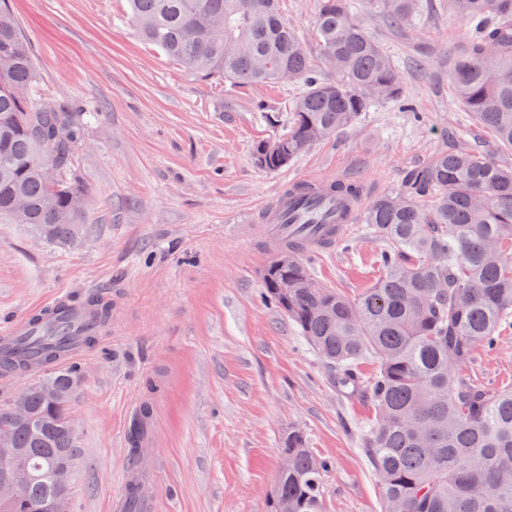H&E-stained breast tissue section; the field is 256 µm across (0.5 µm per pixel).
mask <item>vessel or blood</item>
Segmentation results:
<instances>
[{
    "instance_id": "obj_1",
    "label": "vessel or blood",
    "mask_w": 512,
    "mask_h": 512,
    "mask_svg": "<svg viewBox=\"0 0 512 512\" xmlns=\"http://www.w3.org/2000/svg\"><path fill=\"white\" fill-rule=\"evenodd\" d=\"M263 214V236L272 247L286 234L307 239L313 248L324 249L330 245L325 235L326 225H335L340 234L347 227V216L341 203L329 196L302 198L284 191L275 203L264 208ZM40 331V326L31 323L30 319H19L0 332V350L11 351L39 335Z\"/></svg>"
}]
</instances>
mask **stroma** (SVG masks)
<instances>
[{
    "mask_svg": "<svg viewBox=\"0 0 512 512\" xmlns=\"http://www.w3.org/2000/svg\"><path fill=\"white\" fill-rule=\"evenodd\" d=\"M423 4L402 31L380 11L361 14L396 60L414 112L378 102L270 172L253 151L283 129L291 87L194 78L136 36L126 0H12L37 58L39 99L73 107L83 125L65 176L88 196L84 233L69 245L0 223V327L64 299L112 302L110 325L76 358L71 512H113L143 477L152 512H270L293 430L333 464L320 512H382L364 453L374 408L339 393L299 328L264 300L272 253L246 227L293 185L354 179L365 203L443 149L512 164L448 83L465 25L449 21L448 0ZM380 248L352 224L304 259L316 280L354 297L379 277ZM498 336L465 373L512 388V327ZM146 403L153 413L136 446L130 431Z\"/></svg>",
    "mask_w": 512,
    "mask_h": 512,
    "instance_id": "1",
    "label": "stroma"
}]
</instances>
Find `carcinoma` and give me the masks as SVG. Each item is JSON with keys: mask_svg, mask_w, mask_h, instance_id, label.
<instances>
[{"mask_svg": "<svg viewBox=\"0 0 512 512\" xmlns=\"http://www.w3.org/2000/svg\"><path fill=\"white\" fill-rule=\"evenodd\" d=\"M128 18L146 43L202 79L250 86L288 82L297 88L288 123L258 142L256 165L279 171L314 144L356 123L379 100L410 106L399 69L366 30L354 0H318L319 69L288 26L280 0H127ZM398 29L417 19L422 0H369ZM448 17L469 27L448 81L459 105L512 149V0H448ZM32 44L0 0V221L31 224L68 244L82 228L87 191L64 175L81 126L62 108L40 111ZM56 157V181L41 159ZM301 196L359 199L360 185L300 184ZM355 223L385 244L382 273L350 297L321 285L301 259L305 240H282L292 256L270 261L265 297L299 329L332 369L336 387L375 410L367 461L381 482L383 512H512V390H491L465 376L480 346L493 348L512 325V165L469 149L440 152L413 167L398 193L369 201ZM94 329L92 345L112 318L98 296L80 302ZM54 343L0 360V371L42 376L23 390L27 416L0 405V426L27 454L30 491L15 512H40L57 493L50 474L73 467L75 436L66 418L80 369L57 366ZM367 356L379 369L367 381ZM283 451L272 512H319L330 462L313 456L299 430Z\"/></svg>", "mask_w": 512, "mask_h": 512, "instance_id": "cac0c4a2", "label": "carcinoma"}]
</instances>
